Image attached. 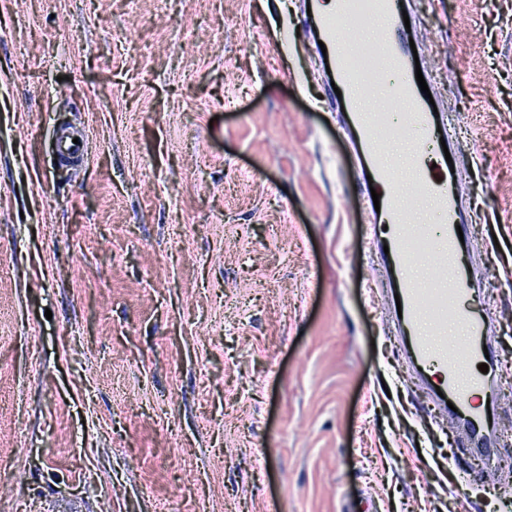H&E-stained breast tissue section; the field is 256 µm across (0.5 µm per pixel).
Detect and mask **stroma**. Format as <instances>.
Masks as SVG:
<instances>
[{"mask_svg":"<svg viewBox=\"0 0 512 512\" xmlns=\"http://www.w3.org/2000/svg\"><path fill=\"white\" fill-rule=\"evenodd\" d=\"M6 2L0 512L512 501V0H411L499 336L488 473L403 355L303 0ZM78 138V144L73 139ZM89 136L82 130L65 127L59 129L55 138V151L71 168H80L88 159Z\"/></svg>","mask_w":512,"mask_h":512,"instance_id":"stroma-1","label":"stroma"}]
</instances>
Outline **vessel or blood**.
I'll return each instance as SVG.
<instances>
[{
  "label": "vessel or blood",
  "instance_id": "obj_1",
  "mask_svg": "<svg viewBox=\"0 0 512 512\" xmlns=\"http://www.w3.org/2000/svg\"><path fill=\"white\" fill-rule=\"evenodd\" d=\"M401 0H379L386 19L381 36V56L391 59L386 69L373 70L370 83L383 88L400 86L413 108L408 119L415 130L414 168L417 172L416 191L433 200L445 215L442 224H418L414 221V206H397L386 195L384 188L393 180L387 160L376 146L377 129L391 119L387 112H361L356 106L359 83L344 68L337 50L335 20L337 15L352 16L356 13V0H332L330 10H322V0H309L310 21L316 37L326 47L325 64L341 96L336 106L342 109L346 126L358 147L361 174L371 176L374 188L380 189V211L375 214L373 243L376 249L385 250L384 261L402 272L409 258L407 241L411 238L428 242L437 241L441 249L433 260L444 269L445 278L427 293L416 288L399 289L401 302V330L410 347V364L415 378L428 391H439L435 403L440 410L455 407L454 417L466 431L468 450L483 459L494 458L498 451L496 425L489 415L499 409L496 392L487 384L498 370L496 356H485L484 350L493 346L492 324L470 300V274L467 260L460 251L459 226L467 222L459 200L457 183L459 173L448 165L440 142L439 123L432 105L416 80V64L410 46V34L405 28ZM89 136L86 131L70 127L59 129L55 138L57 155L79 168L88 159ZM464 321L469 329V341L464 348L448 343V323ZM433 328L432 339H425L422 323ZM487 364V371H479V364Z\"/></svg>",
  "mask_w": 512,
  "mask_h": 512
}]
</instances>
